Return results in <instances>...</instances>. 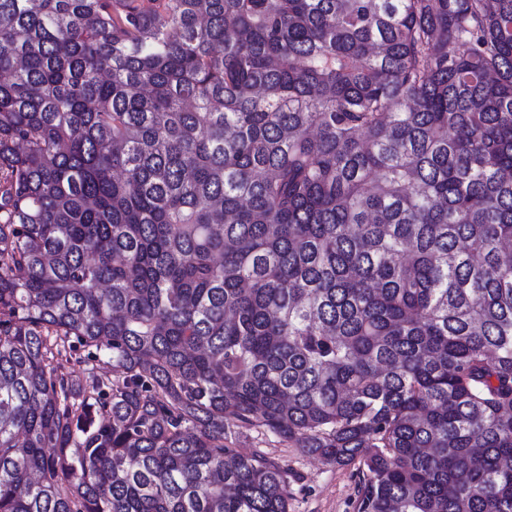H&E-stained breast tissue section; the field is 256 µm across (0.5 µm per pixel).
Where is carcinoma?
<instances>
[{"instance_id":"cac0c4a2","label":"carcinoma","mask_w":512,"mask_h":512,"mask_svg":"<svg viewBox=\"0 0 512 512\" xmlns=\"http://www.w3.org/2000/svg\"><path fill=\"white\" fill-rule=\"evenodd\" d=\"M232 427L512 512V0H0V512H289Z\"/></svg>"}]
</instances>
